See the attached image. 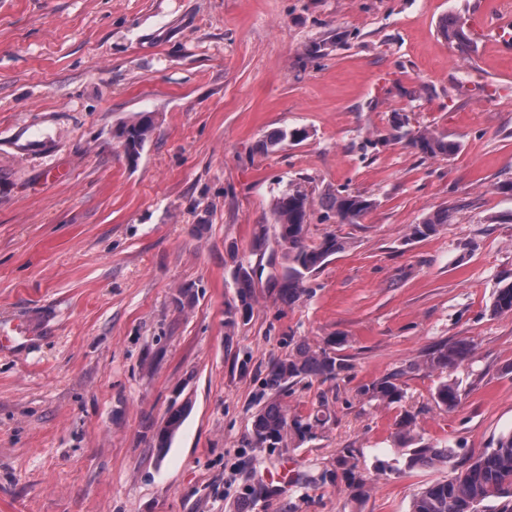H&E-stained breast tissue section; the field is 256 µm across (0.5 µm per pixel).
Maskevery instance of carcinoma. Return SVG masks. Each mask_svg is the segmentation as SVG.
Returning a JSON list of instances; mask_svg holds the SVG:
<instances>
[{
	"label": "carcinoma",
	"mask_w": 512,
	"mask_h": 512,
	"mask_svg": "<svg viewBox=\"0 0 512 512\" xmlns=\"http://www.w3.org/2000/svg\"><path fill=\"white\" fill-rule=\"evenodd\" d=\"M439 30L445 40L459 51L464 52L470 47L464 17L456 14L444 17L440 21ZM153 130V117L144 114L137 121L123 127L119 137L123 139L121 145L128 158L133 160L138 157ZM304 138L305 134L297 129L277 130L266 137L263 151L266 154L272 153L288 139L299 141ZM398 138L406 140L410 147L427 158L448 157L458 148L456 142L426 130H407L399 133ZM374 206V200L344 190L329 196L324 203L326 212L332 214L338 224H358ZM310 211L308 194L297 186L290 185L274 197V239L284 250L286 260L280 274L279 295L290 304L310 293L309 280L325 266L329 257L343 251L348 244L345 238L335 234L324 236L318 243H308ZM446 223L448 210H437L427 215L422 223L415 225L412 234L427 237ZM250 268L251 263L243 260L237 262L235 267L234 282L244 315L252 308L254 275L249 273ZM489 311L493 315L512 314V281L508 278L499 282ZM345 341L346 337L338 336L331 342V347L318 350L303 344L296 345L288 356L269 367L265 386L276 391L286 383H310L314 380L321 384L335 382L346 369L343 359L337 357L335 347ZM473 350V343L466 339L439 342L428 347L421 360L408 366L410 370L427 369L440 374L433 393V401L439 409L452 411L461 405L460 383L454 378V373L469 363ZM406 370L364 384L359 393L369 403H400L406 395L401 382ZM186 414L185 405L168 409L164 424L158 427L153 436L154 447L163 449L169 446ZM326 420L325 414L290 420L287 410L278 400L273 399L253 417L254 445L276 448L290 433L303 442L313 438V429ZM414 422L415 415L408 410L404 411L394 435L400 447L406 449L405 466L409 469L446 468L451 478L432 482L422 488L413 498L410 512H476V507L484 508L489 503L496 504L497 512H512V431L501 434L492 447L461 460L450 446H439L415 434Z\"/></svg>",
	"instance_id": "cac0c4a2"
}]
</instances>
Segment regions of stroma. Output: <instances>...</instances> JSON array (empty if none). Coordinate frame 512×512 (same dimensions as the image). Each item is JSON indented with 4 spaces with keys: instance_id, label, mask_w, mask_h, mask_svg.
<instances>
[{
    "instance_id": "35a3bbf8",
    "label": "stroma",
    "mask_w": 512,
    "mask_h": 512,
    "mask_svg": "<svg viewBox=\"0 0 512 512\" xmlns=\"http://www.w3.org/2000/svg\"><path fill=\"white\" fill-rule=\"evenodd\" d=\"M474 1L0 0V512H409L448 472L379 474L404 411L466 456L512 430V314L488 310L512 272V52L486 30L462 54L439 31ZM144 113L155 129L133 162L114 132ZM398 116L457 153L393 140ZM285 128L306 137L263 153ZM290 184L312 204L309 242L351 243L292 305L273 286L280 247L251 252ZM341 188L375 200L361 223L326 218ZM443 208L436 234L411 237ZM240 260L262 273L230 327ZM339 335L332 392L266 389L297 343ZM462 338L463 400L443 411L438 373L409 365ZM399 370L404 404L360 396ZM272 397L330 420L254 447ZM280 469L287 483L243 504ZM187 407V404L180 407L172 405L168 409L164 424L158 427L153 436L155 448H159L161 450L169 446L172 437L181 427L183 420L186 417L188 411Z\"/></svg>"
}]
</instances>
